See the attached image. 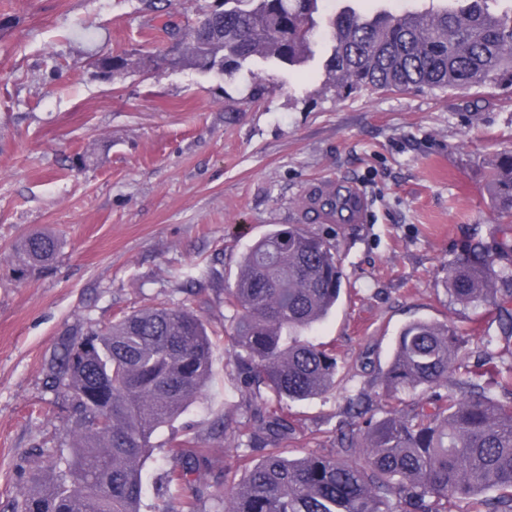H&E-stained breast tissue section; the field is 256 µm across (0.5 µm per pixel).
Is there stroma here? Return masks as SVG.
Listing matches in <instances>:
<instances>
[{"label": "stroma", "instance_id": "stroma-1", "mask_svg": "<svg viewBox=\"0 0 512 512\" xmlns=\"http://www.w3.org/2000/svg\"><path fill=\"white\" fill-rule=\"evenodd\" d=\"M205 0H0V512L53 474L34 450L66 445L67 402L46 380L65 341L159 301L202 314L216 343L202 395L159 429L143 469L142 512H180L156 485L174 441L238 451L213 425L245 403L227 364L224 305L250 245L280 224L333 244L346 292L310 333L344 366L341 388L292 402L290 450L331 453L346 398L374 397L394 338L424 318L468 330L481 308L450 300L442 267L473 237L501 239L488 162L512 150V88L409 90L344 100L324 89V53L301 66L130 70L106 81L93 53L162 57ZM260 99H253V91ZM354 192L366 220L326 219L324 188ZM49 233L58 252L21 278L16 252Z\"/></svg>", "mask_w": 512, "mask_h": 512}]
</instances>
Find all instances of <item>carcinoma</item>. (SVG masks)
I'll list each match as a JSON object with an SVG mask.
<instances>
[{"mask_svg": "<svg viewBox=\"0 0 512 512\" xmlns=\"http://www.w3.org/2000/svg\"><path fill=\"white\" fill-rule=\"evenodd\" d=\"M322 0H220L179 40L174 66L205 71L221 63L233 75L245 64L300 66L314 56ZM324 68L344 97L411 88L454 92L512 87V0H433L394 13L345 7L326 23ZM494 209L512 213V152L490 164ZM333 217L351 209L345 196L323 203ZM58 241L27 237L17 252L22 274L49 265ZM448 296L485 306L512 336V239L490 246L471 240L444 265ZM343 291L335 247L296 224L280 225L249 249L224 289L234 310L227 363L254 411L232 427L235 447L261 442L262 460L242 454L240 480L224 473L211 493L223 512H512V366L491 359L469 367V340L446 323L403 326L380 377L382 396L427 393L411 409L392 405L380 418L362 395L349 398L356 428L340 431L332 455L286 456L295 434L284 405L342 382L332 350L303 333L322 321ZM215 343L203 319L184 304L161 302L64 344L47 365V384L69 406L65 448H39L54 459V479L39 484L14 512H141L142 471L152 437L181 416L213 373ZM465 376L463 389L448 379ZM267 393H261V389ZM180 465L164 472L157 494L169 495L215 465L213 450L194 439L175 442Z\"/></svg>", "mask_w": 512, "mask_h": 512, "instance_id": "cac0c4a2", "label": "carcinoma"}]
</instances>
